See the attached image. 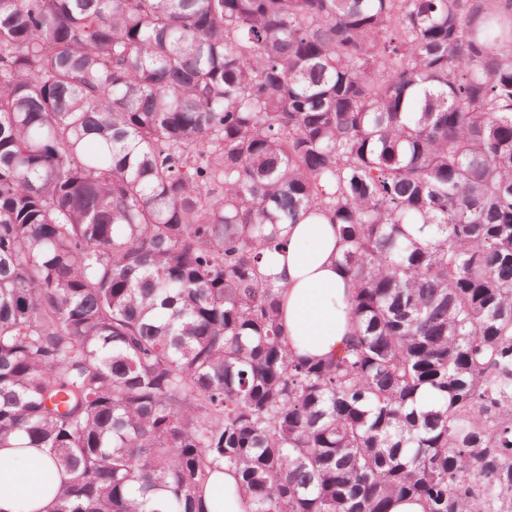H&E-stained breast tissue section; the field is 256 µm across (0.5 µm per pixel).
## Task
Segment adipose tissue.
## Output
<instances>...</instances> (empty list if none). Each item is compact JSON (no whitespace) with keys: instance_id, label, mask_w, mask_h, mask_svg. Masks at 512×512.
Segmentation results:
<instances>
[{"instance_id":"ef3b65f1","label":"adipose tissue","mask_w":512,"mask_h":512,"mask_svg":"<svg viewBox=\"0 0 512 512\" xmlns=\"http://www.w3.org/2000/svg\"><path fill=\"white\" fill-rule=\"evenodd\" d=\"M336 227L304 220L288 227L284 253L268 272L283 282L281 323L288 345L301 357L336 354L350 332L349 284L336 257ZM63 476L41 448H0V512H50ZM207 512H250L237 478L213 471L203 489Z\"/></svg>"}]
</instances>
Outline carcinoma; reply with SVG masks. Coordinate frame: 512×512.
I'll use <instances>...</instances> for the list:
<instances>
[{
	"mask_svg": "<svg viewBox=\"0 0 512 512\" xmlns=\"http://www.w3.org/2000/svg\"><path fill=\"white\" fill-rule=\"evenodd\" d=\"M308 216L325 363L265 271ZM0 448L51 512H512V0H0ZM335 224H288L284 254L271 256L268 273L287 288L281 323L294 354L316 359L336 354L350 332L349 284L336 263ZM63 480L42 448H0V511L50 512ZM208 512H249L250 503L239 495L234 472L214 470L203 489Z\"/></svg>",
	"mask_w": 512,
	"mask_h": 512,
	"instance_id": "1",
	"label": "carcinoma"
}]
</instances>
